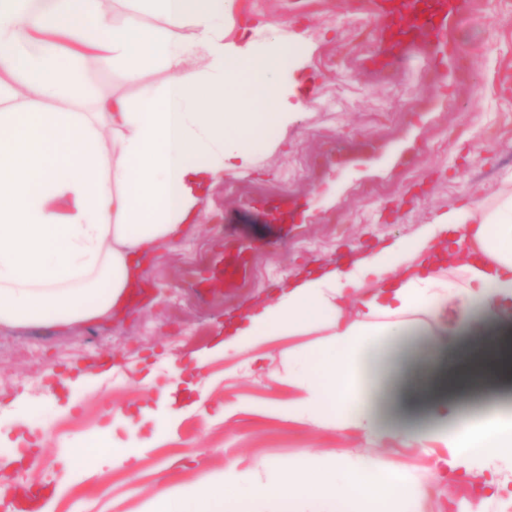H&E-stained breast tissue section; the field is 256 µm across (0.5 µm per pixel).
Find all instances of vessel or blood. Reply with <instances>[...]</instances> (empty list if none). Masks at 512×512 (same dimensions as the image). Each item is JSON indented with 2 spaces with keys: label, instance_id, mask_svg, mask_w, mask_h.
Listing matches in <instances>:
<instances>
[{
  "label": "vessel or blood",
  "instance_id": "vessel-or-blood-1",
  "mask_svg": "<svg viewBox=\"0 0 512 512\" xmlns=\"http://www.w3.org/2000/svg\"><path fill=\"white\" fill-rule=\"evenodd\" d=\"M465 5L466 0H370L368 7L380 23L385 49L367 57V65L383 72L399 61L418 58L424 69L447 76L437 101L454 102L456 78L466 68L467 56L449 31L461 18ZM246 274L239 254L225 249L214 254L211 266L201 271L200 278L231 287Z\"/></svg>",
  "mask_w": 512,
  "mask_h": 512
}]
</instances>
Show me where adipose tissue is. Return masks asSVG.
Wrapping results in <instances>:
<instances>
[{"label":"adipose tissue","instance_id":"adipose-tissue-1","mask_svg":"<svg viewBox=\"0 0 512 512\" xmlns=\"http://www.w3.org/2000/svg\"><path fill=\"white\" fill-rule=\"evenodd\" d=\"M95 2L54 0L38 14L29 0H0V70L17 74L32 94L23 111L0 112V325L62 328L108 318L138 287L144 254L178 243L209 187L253 170L258 147L282 140L316 93L302 34L271 40L257 19L230 36L235 0H133L134 14L119 25ZM142 13L162 17L165 30L141 24ZM188 23L196 33L187 41L177 31ZM41 29L82 45L89 32L101 33L99 48L141 82L137 105L104 101L91 116L43 111L41 100L79 86L83 75L70 54L33 38ZM193 56L206 69L190 67ZM159 63L176 74L161 92L142 82ZM107 123L120 137L115 156L100 147ZM454 268L466 281L452 293L445 275ZM371 270L386 277L367 289ZM418 317L438 321L425 344L402 329ZM462 331L467 343L444 364L445 343ZM312 333L322 339L309 349L292 345ZM276 342L282 380L295 395L267 405L266 415L376 440L386 432L375 397L429 407L443 421L449 397L511 386L512 195L490 209L440 212L413 238L292 278L232 319L212 352ZM430 367L428 389L413 391ZM396 438L406 447L443 444L444 470L512 460V418L495 413L447 433L405 428ZM140 451L93 440L66 449L78 480L126 466Z\"/></svg>","mask_w":512,"mask_h":512}]
</instances>
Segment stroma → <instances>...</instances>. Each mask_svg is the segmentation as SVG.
I'll return each instance as SVG.
<instances>
[{"mask_svg":"<svg viewBox=\"0 0 512 512\" xmlns=\"http://www.w3.org/2000/svg\"><path fill=\"white\" fill-rule=\"evenodd\" d=\"M454 34L469 56L457 79L458 106H435L412 126L414 110L432 103L441 75L411 63L375 73L362 59L378 47L376 18L361 0H238L262 17L268 36L299 31L312 51L306 68L319 92L274 147H260L255 170L210 188L198 219L174 247L147 260L143 297L111 318L58 330L0 325V501L13 489L62 488L54 512H135L140 500L174 483L234 463L285 461L298 451L346 448L357 457L402 465L421 489L416 512H512V470L491 460L463 478L442 474L443 446L406 448L359 430L338 431L266 416L264 406L293 394L283 383L278 346L208 357L224 318L249 308L317 262L351 257L415 236L435 214L467 202L492 206L512 191V0H469ZM50 42L76 55L89 76L79 92L45 100L51 112H93L100 101L136 105L141 85L100 50L62 34ZM394 142L402 157L337 166L330 146ZM304 200L306 223L268 222L243 208L251 195ZM248 249L251 277L237 290L198 298L191 270L205 266L215 240ZM203 397L196 411L166 425L167 396L178 368ZM82 375L74 387L64 378ZM497 408L512 417V388L473 390L450 402L448 428ZM99 433L113 445L145 443L133 466L81 482L71 479L66 444ZM496 477L494 493L470 483Z\"/></svg>","mask_w":512,"mask_h":512,"instance_id":"stroma-1","label":"stroma"}]
</instances>
